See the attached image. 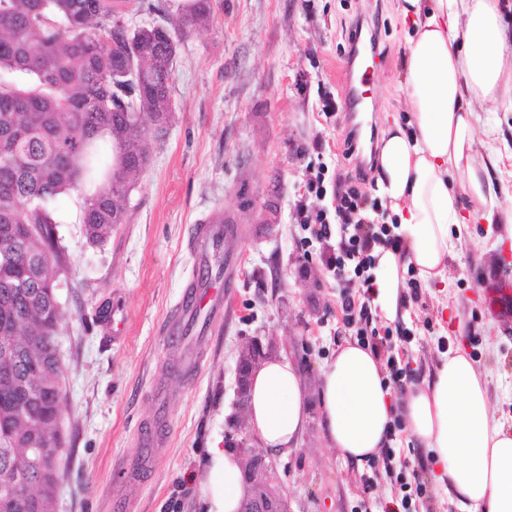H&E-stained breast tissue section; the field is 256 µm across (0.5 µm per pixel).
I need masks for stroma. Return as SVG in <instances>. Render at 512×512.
Here are the masks:
<instances>
[{
	"instance_id": "1",
	"label": "stroma",
	"mask_w": 512,
	"mask_h": 512,
	"mask_svg": "<svg viewBox=\"0 0 512 512\" xmlns=\"http://www.w3.org/2000/svg\"><path fill=\"white\" fill-rule=\"evenodd\" d=\"M395 0H214V17L179 45L171 122L127 202V221L104 244L81 232L80 201L61 198L59 233L71 285L59 289L65 321L58 336L65 409V451L55 512H209L203 491L211 451L225 448L234 410L235 368L252 338L297 362L311 395L298 447L278 459L291 512H383L410 495L418 512H456L433 481L404 485L396 475L344 463L327 444L315 396L321 365L355 339L339 308L340 288L325 265L332 240L304 244L297 204L333 209L332 197L306 195L324 167L326 183L355 171L346 157L351 107L342 72L356 28L374 33L366 121L385 129L401 115L405 29ZM477 152L512 171V95L474 103ZM251 208H244L245 200ZM234 225L211 277H224V319L209 327L200 368L189 360L196 332L163 331L184 286L201 268L188 251L194 226L212 210ZM502 250L487 225L462 230L448 262V286L406 275L417 300L407 321L391 324L396 351L412 378L454 347L489 373L491 405L512 416V312L486 300L512 289L498 263ZM126 332L105 331L113 303ZM168 440L163 459L136 472L141 433Z\"/></svg>"
}]
</instances>
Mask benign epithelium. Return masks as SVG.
I'll return each mask as SVG.
<instances>
[{
	"label": "benign epithelium",
	"instance_id": "benign-epithelium-1",
	"mask_svg": "<svg viewBox=\"0 0 512 512\" xmlns=\"http://www.w3.org/2000/svg\"><path fill=\"white\" fill-rule=\"evenodd\" d=\"M267 355L268 346L256 338L243 347L236 365V409L228 417L226 438L243 460V478L249 488L240 512H290L288 496L280 484L275 459L256 449V438L243 419L249 403L253 372L267 359Z\"/></svg>",
	"mask_w": 512,
	"mask_h": 512
}]
</instances>
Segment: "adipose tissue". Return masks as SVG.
<instances>
[{
  "label": "adipose tissue",
  "mask_w": 512,
  "mask_h": 512,
  "mask_svg": "<svg viewBox=\"0 0 512 512\" xmlns=\"http://www.w3.org/2000/svg\"><path fill=\"white\" fill-rule=\"evenodd\" d=\"M412 22L399 84L406 122H393L379 146L376 193L394 216L406 253L375 247L373 311L407 319L405 276L447 279L451 230L466 222L501 224L512 238V204L474 150L472 104L512 92V38L501 0H399ZM321 420L344 462L362 464L388 447L402 416L431 451L432 478L460 512H512V425L492 410L488 374L464 351L441 354L430 375L395 397L384 364L358 341L339 345L319 372ZM301 368L288 357L253 373L247 424L274 454L295 448L308 419ZM210 486L215 512H238L248 487L237 452L215 450Z\"/></svg>",
  "instance_id": "obj_1"
}]
</instances>
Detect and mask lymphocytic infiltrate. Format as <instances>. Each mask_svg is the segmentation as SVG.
<instances>
[{"label":"lymphocytic infiltrate","instance_id":"obj_1","mask_svg":"<svg viewBox=\"0 0 512 512\" xmlns=\"http://www.w3.org/2000/svg\"><path fill=\"white\" fill-rule=\"evenodd\" d=\"M306 190L319 198L330 192L319 174L310 176ZM330 193L336 200L334 214L320 209L302 212L299 218L301 223L313 225L316 237L337 238L338 247L329 255L327 267L337 281H355L363 293L359 299L344 295L342 310L347 321L356 325L360 343L379 354L384 351L386 340L380 337L378 328L373 325L371 305L366 299L373 288L371 270L375 259L372 252L378 246L396 250L400 243L390 225L375 223L365 215L367 197L357 185L341 183Z\"/></svg>","mask_w":512,"mask_h":512}]
</instances>
